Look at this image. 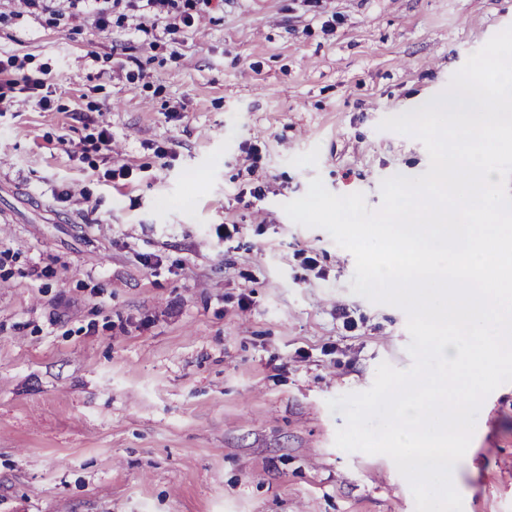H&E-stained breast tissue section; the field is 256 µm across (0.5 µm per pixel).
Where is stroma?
Returning <instances> with one entry per match:
<instances>
[{
    "mask_svg": "<svg viewBox=\"0 0 512 512\" xmlns=\"http://www.w3.org/2000/svg\"><path fill=\"white\" fill-rule=\"evenodd\" d=\"M14 10L0 59L50 88L0 112V512H415L327 407L411 367L407 314L283 206L319 177L376 209L423 174L381 121L443 92L512 0H224L150 33L135 0L105 30ZM470 448L463 512H512V383Z\"/></svg>",
    "mask_w": 512,
    "mask_h": 512,
    "instance_id": "obj_1",
    "label": "stroma"
}]
</instances>
